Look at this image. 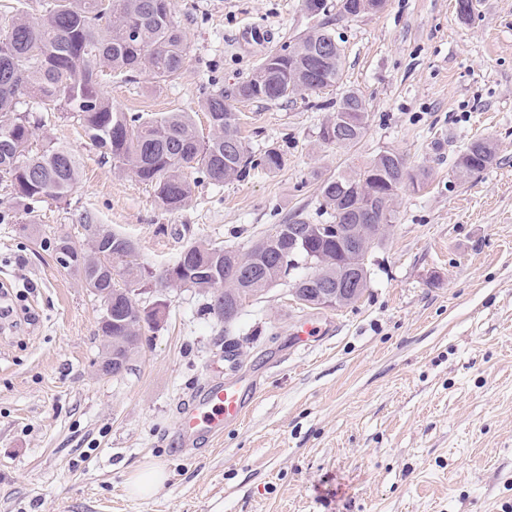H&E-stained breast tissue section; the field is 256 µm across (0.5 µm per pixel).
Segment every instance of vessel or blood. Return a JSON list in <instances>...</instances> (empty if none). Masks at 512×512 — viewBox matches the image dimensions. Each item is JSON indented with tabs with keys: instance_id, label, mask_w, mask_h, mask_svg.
I'll return each mask as SVG.
<instances>
[{
	"instance_id": "obj_1",
	"label": "vessel or blood",
	"mask_w": 512,
	"mask_h": 512,
	"mask_svg": "<svg viewBox=\"0 0 512 512\" xmlns=\"http://www.w3.org/2000/svg\"><path fill=\"white\" fill-rule=\"evenodd\" d=\"M244 409V397L237 385H213L178 418L175 432L183 439L202 433L217 436L223 433L225 423L240 421Z\"/></svg>"
}]
</instances>
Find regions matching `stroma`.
<instances>
[{
    "label": "stroma",
    "instance_id": "obj_1",
    "mask_svg": "<svg viewBox=\"0 0 512 512\" xmlns=\"http://www.w3.org/2000/svg\"><path fill=\"white\" fill-rule=\"evenodd\" d=\"M325 3L313 17L302 0H173L188 46L178 79L101 75L119 111L191 112L206 137L203 99L266 55L245 28L273 30L274 51L320 24L335 36V86L234 104L247 149H280L281 168L201 184L180 210L119 173L76 118L40 113L36 145L69 147L82 179L0 223V306L12 309L0 319V512H512V0H474L468 20L456 0H387L356 17ZM349 89L366 133L323 144ZM478 138L496 162L458 179L455 160ZM385 149L429 179L399 194L360 299L307 308L283 281L226 328L209 295L173 288L127 370L99 374L101 304L50 241L82 244L85 224H101L155 273L191 241L244 251L274 225L318 222L321 180ZM306 324L316 336L304 343ZM227 334L240 342L233 363ZM217 381L254 387L242 420L181 443L182 409ZM148 461L168 478L130 497L125 481Z\"/></svg>",
    "mask_w": 512,
    "mask_h": 512
}]
</instances>
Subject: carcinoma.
Masks as SVG:
<instances>
[{
  "mask_svg": "<svg viewBox=\"0 0 512 512\" xmlns=\"http://www.w3.org/2000/svg\"><path fill=\"white\" fill-rule=\"evenodd\" d=\"M5 32H0V184L13 188L14 208L32 212L35 204L47 199H63L79 184L82 167L69 148L49 142L33 148L36 119L34 110L64 112L80 121L93 145L112 159L115 167L153 186L157 205L167 211L183 208L192 195V185L184 170L196 169L208 183L220 186L239 181L258 168L270 173L282 166L276 149L254 158L238 131V115L232 102L244 100L278 101L301 92L330 87L339 79L342 56L331 31L321 27L294 45L271 54L275 66L262 62L253 75L229 90L206 96L202 109L207 114L210 136L197 133L189 112H167L158 116L120 112L100 89L98 73L103 69L131 81L145 71L152 78L169 82L183 69L188 47L174 19L173 8L160 9L156 0H40L41 15L33 17L28 2L18 0ZM348 117L341 134L336 125L321 127L323 143L356 145L363 137L369 113L361 95L346 91L336 104L333 121ZM496 161L490 140L471 142L457 157L455 171L474 177ZM408 168L396 152L378 153L350 172L323 180L319 188V209L330 224H360L367 211L379 213L385 207L380 193H399L408 186L399 181V172ZM103 241L79 247L60 238L52 251H66L58 263L76 271L87 283L99 288H115L107 268L123 270L124 286L141 284L143 273L128 261L133 242L112 230L100 227ZM291 242L265 236L247 252L234 253L251 260V277L239 287H224V247L202 241L184 246L191 252V264L177 258L166 269L167 285L194 288L210 295L209 314L224 322V299L246 291L260 293L265 263L283 260L290 269ZM305 253L329 259V281L347 280L344 245L334 238L313 236ZM103 307L127 318L130 335L137 344L126 351L131 357L143 345L145 325L155 323L148 315L140 318L136 303L117 293L99 295Z\"/></svg>",
  "mask_w": 512,
  "mask_h": 512,
  "instance_id": "carcinoma-1",
  "label": "carcinoma"
}]
</instances>
